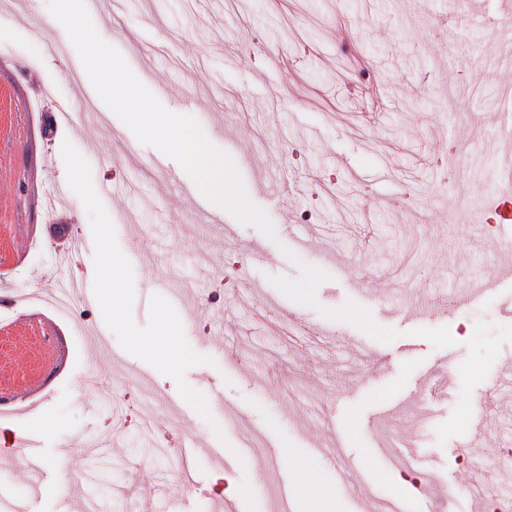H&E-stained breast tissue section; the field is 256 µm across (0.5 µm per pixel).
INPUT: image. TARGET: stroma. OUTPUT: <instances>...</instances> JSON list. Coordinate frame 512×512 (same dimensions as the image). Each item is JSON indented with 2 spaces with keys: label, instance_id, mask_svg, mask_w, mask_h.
Instances as JSON below:
<instances>
[{
  "label": "stroma",
  "instance_id": "1",
  "mask_svg": "<svg viewBox=\"0 0 512 512\" xmlns=\"http://www.w3.org/2000/svg\"><path fill=\"white\" fill-rule=\"evenodd\" d=\"M222 22L205 0H123L111 16L91 11L98 34L116 47L141 82L171 112L194 117L209 141L234 161L251 200L272 220L277 238L225 215L223 228L193 216L184 196L188 175L171 180L153 169L157 149L141 144L99 97L84 101L88 77L73 79L79 57L46 54L50 36L38 9L59 0H0V273L4 289L93 271V254L65 259L68 240L90 236L76 195L68 212L46 209L49 186L67 183L61 149L78 134L54 128L58 102L72 112L106 114L102 152L89 161L95 191L134 272V290L191 284L203 297L197 316L182 315L191 348L206 364L187 370L204 394V420L175 381L121 351L107 334L96 360L89 342L60 326L62 363L44 341L49 313L14 308L0 320V497H29L31 512H70L55 481L62 443L103 433L112 414L149 417L113 435L104 448L74 447L82 488L99 500L134 498L151 512H210L235 482L241 512H267L281 478H296L295 460L333 502L334 512H376L362 487L342 485L338 472L360 459L376 497L396 498L406 512H432L441 487L408 492L403 473H445L458 488L453 512L473 507L465 489L482 480L512 490V398L498 399L497 369L512 361V300L507 285L453 317L426 320L456 331L453 345L415 336L421 324L396 316L419 302L442 309L481 286L498 265L496 249L512 240V220L467 218L479 190L492 188L488 151L495 116L512 113L489 73V28L449 11L446 0H220ZM292 57L275 67L269 50ZM358 94H350L351 84ZM296 258L288 260L284 252ZM329 275L318 307L294 303L269 281L297 277L298 262ZM240 274L244 288L208 295L214 272ZM370 310L398 331L380 342L357 326L324 317L321 307L346 302ZM236 326L242 365L225 362L223 322ZM121 381L125 398L95 403L83 388L88 372ZM448 395L426 400L414 390L449 373ZM41 382L24 395L27 380ZM484 410L482 428L468 417ZM34 433L47 451L48 476L37 496L7 445ZM175 445L188 437L224 445L233 463L223 479L196 457L193 485L175 463L154 452L158 434ZM416 436L409 468L397 465L392 441Z\"/></svg>",
  "mask_w": 512,
  "mask_h": 512
}]
</instances>
